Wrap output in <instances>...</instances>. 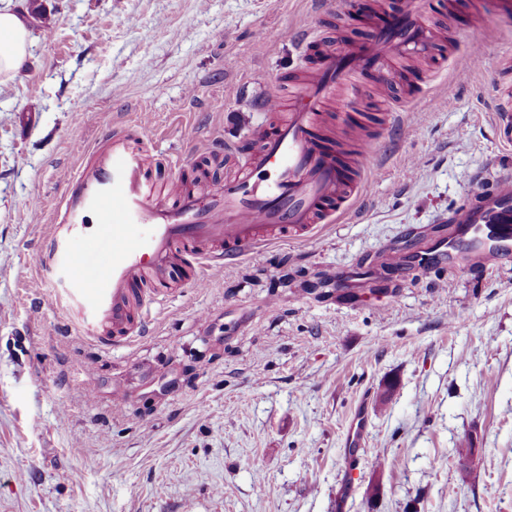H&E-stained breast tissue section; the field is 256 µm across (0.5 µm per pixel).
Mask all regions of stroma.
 <instances>
[{"label":"stroma","instance_id":"35a3bbf8","mask_svg":"<svg viewBox=\"0 0 512 512\" xmlns=\"http://www.w3.org/2000/svg\"><path fill=\"white\" fill-rule=\"evenodd\" d=\"M41 2L51 31L22 0L29 63L0 81V512H512V264L412 261L512 181L495 125L512 113V0H432L422 56L361 76L359 98L336 91L332 112L363 115L377 145L356 160L366 192L213 267L207 288L178 280L115 347L63 332L39 270L83 161L145 125L158 181L176 153L181 175L224 178L257 101L300 95L325 47L365 41L399 0ZM271 29L316 37L270 44ZM366 405H360L352 419L345 437V453L348 469L357 459V453L364 449L367 439Z\"/></svg>","mask_w":512,"mask_h":512}]
</instances>
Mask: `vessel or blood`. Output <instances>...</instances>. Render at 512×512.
I'll return each instance as SVG.
<instances>
[{
	"mask_svg": "<svg viewBox=\"0 0 512 512\" xmlns=\"http://www.w3.org/2000/svg\"><path fill=\"white\" fill-rule=\"evenodd\" d=\"M434 38L418 0L352 50L325 53L314 81L294 101L287 121L263 122L251 133L236 176L213 182L202 194L189 192L179 176L157 188L141 154L116 133L108 149L83 165L74 191L58 205L47 247L52 297L76 315L86 335L110 334L127 342L144 332L178 267L193 262L190 280L206 282V261L250 254L270 236L280 239L334 216L357 192L360 180L322 136L320 119L339 83L350 95L354 75L388 79V60L414 57ZM458 230L431 260H465L493 269L512 262V210L490 207L482 218L458 216ZM109 260H102V252ZM367 439L365 408H358L345 437L347 463H354Z\"/></svg>",
	"mask_w": 512,
	"mask_h": 512,
	"instance_id": "b4317fda",
	"label": "vessel or blood"
}]
</instances>
